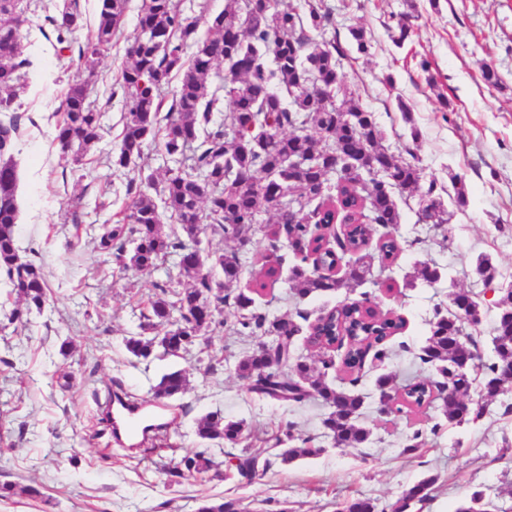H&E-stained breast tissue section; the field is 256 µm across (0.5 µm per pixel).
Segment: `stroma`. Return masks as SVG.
Here are the masks:
<instances>
[{
  "mask_svg": "<svg viewBox=\"0 0 512 512\" xmlns=\"http://www.w3.org/2000/svg\"><path fill=\"white\" fill-rule=\"evenodd\" d=\"M416 2L418 19L409 40L397 45L391 30L400 14ZM45 0H28L21 28L23 55L36 58L41 73L18 102L21 115L16 141L19 161L20 219L16 237L24 256L42 264L53 301L24 324L9 323L5 310L14 305L10 287L0 277V512H196L204 499L236 501L240 512H336L350 497L373 500L381 512L423 477L436 482L427 498L410 512H455L473 492H483L496 512H512V412L500 403L482 420L445 426L440 405L396 412L383 405L374 387L379 374L392 373L398 383L435 378L434 367L420 364L419 349L429 335L434 306H448L451 293L477 295L482 306L478 325L467 326L482 357L492 354L497 309L495 290L512 284V0H328L334 27L347 53L342 60V91L354 94L373 112L384 142L411 147L424 181H435L448 212L447 235H434L421 248L410 247L420 226V198L398 201L399 224L376 227L403 248L389 271L372 259L365 281L333 294H313L295 301L288 283L293 254L286 239L271 241L257 232L246 251L239 287L251 285L268 255L279 259L280 279L258 303L268 318H309L345 302L373 295L382 312L395 311L407 321L399 334L403 349L385 362L367 360L357 384L341 367L326 369L332 387L354 386L365 397L364 423L371 431L362 448L336 447L323 421L330 412L321 398L304 403L258 397L235 366L260 339L241 333L231 309L216 312L207 343L180 357L140 360L125 348V337L139 328V311L156 284L175 281V259L148 275L121 273L115 262L94 249L101 224L130 202L129 179L164 172L162 154L147 147L137 168L107 167L123 129L124 103L110 87L125 60V42L98 58L94 72L102 109V138L83 168H73L54 142L55 114L68 85L86 78L79 60L59 62L39 27ZM364 29L371 48L360 54L351 28ZM429 71H422L421 60ZM493 63L501 87L485 83L483 63ZM448 97L440 105L437 92ZM419 140H412L411 130ZM464 178L468 205L454 201L452 175ZM84 229L75 233L73 216ZM488 254L498 274L484 285L474 259ZM437 265L440 281L414 279L419 263ZM72 341L61 355L63 341ZM184 370L186 393L170 399L174 420L167 445L141 452L114 441L102 423L100 401L108 388L151 400L152 386L172 370ZM240 421L239 444L223 450L201 441L195 422L210 412ZM295 437H317L324 447L315 458L283 463L285 427ZM426 430L425 445L413 455L404 447L413 431ZM204 450L214 467L178 478L169 468L190 453ZM257 455L252 479L231 467L232 455ZM31 486L35 495H15L9 485Z\"/></svg>",
  "mask_w": 512,
  "mask_h": 512,
  "instance_id": "stroma-1",
  "label": "stroma"
}]
</instances>
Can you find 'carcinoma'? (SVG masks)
I'll list each match as a JSON object with an SVG mask.
<instances>
[{"mask_svg": "<svg viewBox=\"0 0 512 512\" xmlns=\"http://www.w3.org/2000/svg\"><path fill=\"white\" fill-rule=\"evenodd\" d=\"M100 7L91 37L76 45V32L83 27L79 5L44 4V23L55 35L56 57L78 48V57L89 71L102 51L112 46L124 28L129 0H99ZM397 21L396 43L411 34L416 5ZM28 10L27 0H0V25ZM333 8L325 0H302L281 8L277 0H224V10L210 19L209 34H198L200 19L186 14L178 0H142L139 31L131 38L135 46L126 48L127 61L120 68L110 96L122 94L125 116L121 138L107 163L117 168L137 165L144 148L154 143L174 162L184 149L192 151L187 168H170L161 179L154 175L132 178L126 193L131 202L115 220L103 225L94 238L97 252L114 259L122 271L149 274L170 257H177L179 273L186 286L176 289L156 285L140 311L141 333L125 340L126 350L138 359H148L155 351L180 357L191 351L200 336L215 322L219 306L233 309L238 324L271 337L264 349L241 357L236 372L252 380L251 391L274 399L300 403L313 394L330 408L324 427L334 444L362 448L370 430L360 424L363 399L353 391L336 389L315 373L300 357L292 374L277 371L281 354L294 350V337L302 332L290 317L269 319L255 310L254 295L273 286L278 271L261 268L249 292H227L238 282L245 260L238 252L201 254L196 245L201 232L210 230L224 239L236 241L252 236L262 212L272 211L275 223L268 235L279 240L286 233L296 263L288 276L294 295L303 299L317 292L350 288L365 280L370 257L367 252L373 225L400 223L397 199L421 189L422 168L383 144V135L371 112L354 97L336 100L341 88L340 59L346 56L341 43L325 40ZM274 66H268L267 55ZM224 65V72L215 65ZM34 61L16 49L0 61V272L22 306L5 314L11 323H24V316L42 310L52 299L42 266L20 253L15 237L18 220L17 173L14 160L19 129L17 109L20 92L28 87ZM179 77L171 104L164 107L166 87ZM94 87L87 82L68 86L55 126L54 141L70 155L75 168L101 139L102 113L90 100ZM230 109L224 121L214 119L223 101ZM296 159L288 166V159ZM355 160L357 171L333 185L326 169ZM304 200L297 220L288 218L276 197L283 193ZM176 221L178 229L162 230V213ZM428 230L448 223L443 205L421 213ZM347 226L338 249L328 246L323 231L335 221ZM383 261H393L400 247L386 238L377 245ZM350 259L355 265L349 277L325 275L319 264H339ZM369 297L347 306L320 313L308 325L306 341L314 349L335 340H348L341 360L342 370L360 373L367 352L379 358L388 355L390 340L405 326V318L373 316L366 304ZM500 308L493 329V356L485 361L475 341L464 332L476 323L481 304L466 291L454 293L451 311L433 310L427 344L419 359L437 365L447 374L455 391L443 398V413L451 425L480 420L489 403L512 396V292L496 302ZM159 327L163 336H149ZM479 384L481 400L466 402L473 384ZM441 383L424 381L398 386L396 376L378 379L379 397L384 404L401 396L403 405L421 408L432 402L431 388ZM188 386L185 372L176 370L161 377L153 387V398L169 399L183 394ZM243 424L210 413L197 422L196 435L202 440L235 444ZM321 447L290 448L282 461L317 456ZM212 466L205 452L184 456L176 466L177 475L202 473ZM433 484L425 477L409 488L392 506V512H407L414 502L423 501ZM197 512H237L234 501L203 500ZM336 512H376L368 498H348L336 504ZM455 512H490L483 494L475 491Z\"/></svg>", "mask_w": 512, "mask_h": 512, "instance_id": "cac0c4a2", "label": "carcinoma"}]
</instances>
